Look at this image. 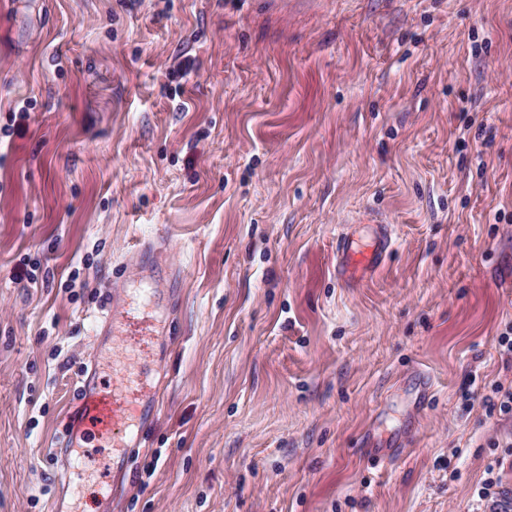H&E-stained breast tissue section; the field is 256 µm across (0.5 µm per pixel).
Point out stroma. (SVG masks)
Returning a JSON list of instances; mask_svg holds the SVG:
<instances>
[{
    "label": "stroma",
    "instance_id": "stroma-1",
    "mask_svg": "<svg viewBox=\"0 0 512 512\" xmlns=\"http://www.w3.org/2000/svg\"><path fill=\"white\" fill-rule=\"evenodd\" d=\"M145 244L158 409L109 483L86 449V501L512 512V0H0V512H57ZM391 246V236L388 227L384 228L382 235L375 238L371 247L367 251H356L353 248V242L346 236L340 238V249L343 257L351 258L362 264H369L376 257L385 253Z\"/></svg>",
    "mask_w": 512,
    "mask_h": 512
}]
</instances>
